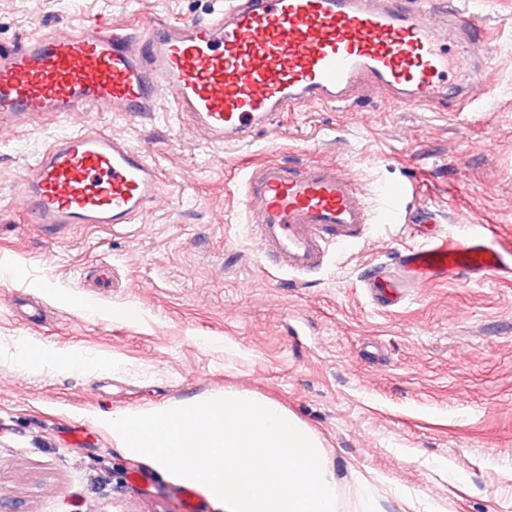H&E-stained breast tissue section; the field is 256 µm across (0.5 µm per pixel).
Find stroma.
<instances>
[{
  "label": "stroma",
  "instance_id": "1",
  "mask_svg": "<svg viewBox=\"0 0 512 512\" xmlns=\"http://www.w3.org/2000/svg\"><path fill=\"white\" fill-rule=\"evenodd\" d=\"M212 0H0V43L52 28L207 17ZM494 70L478 104L441 111L362 98L292 112L253 142L196 143L171 113L72 112L0 144V512H189L169 471L126 453L113 413L235 388L265 395L324 442L342 512L359 479L382 512H512V280L431 285L402 308L360 282L408 240L402 224L296 284L257 254L243 168L342 164L365 188L403 181L438 223L491 224L512 247V0L482 8ZM98 127L145 151L162 195L133 224L45 241L16 200L29 159ZM125 316L114 319L113 311ZM75 355L64 365L44 349Z\"/></svg>",
  "mask_w": 512,
  "mask_h": 512
}]
</instances>
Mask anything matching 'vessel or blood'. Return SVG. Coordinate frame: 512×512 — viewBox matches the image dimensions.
Masks as SVG:
<instances>
[{
	"mask_svg": "<svg viewBox=\"0 0 512 512\" xmlns=\"http://www.w3.org/2000/svg\"><path fill=\"white\" fill-rule=\"evenodd\" d=\"M486 36L478 12L451 0H225L195 22L63 24L0 44V134L68 112L136 118L167 99L196 141L224 147L251 142L285 113L342 107L368 89L408 105L471 104L485 88L472 49ZM161 183L144 151L86 127L26 163L18 196L54 240L74 224L134 223ZM242 191L258 253L299 282L332 247L364 242L369 225L416 224L418 240L362 282L380 309L435 282L512 279V250L491 225L437 230L428 208L408 211L401 182L382 186L374 203L344 167L268 160L247 170Z\"/></svg>",
	"mask_w": 512,
	"mask_h": 512,
	"instance_id": "vessel-or-blood-1",
	"label": "vessel or blood"
}]
</instances>
